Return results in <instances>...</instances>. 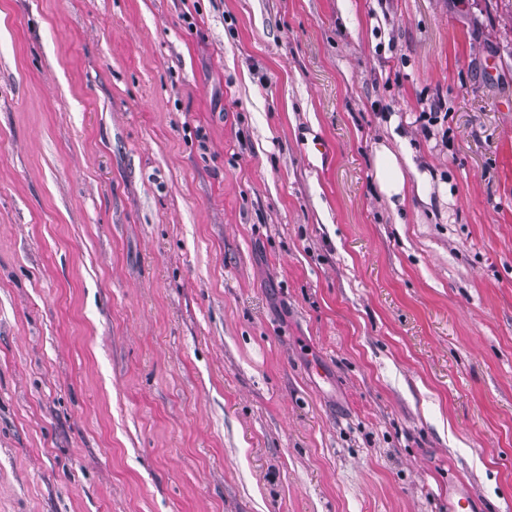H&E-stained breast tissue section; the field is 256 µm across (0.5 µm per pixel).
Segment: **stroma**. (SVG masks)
Segmentation results:
<instances>
[{
  "label": "stroma",
  "mask_w": 512,
  "mask_h": 512,
  "mask_svg": "<svg viewBox=\"0 0 512 512\" xmlns=\"http://www.w3.org/2000/svg\"><path fill=\"white\" fill-rule=\"evenodd\" d=\"M463 489L512 512V0H0V512ZM404 166L411 167L410 159L399 156L388 146L382 145L376 151L375 178L380 191L387 198L392 209L403 206L406 200L407 181Z\"/></svg>",
  "instance_id": "stroma-1"
}]
</instances>
